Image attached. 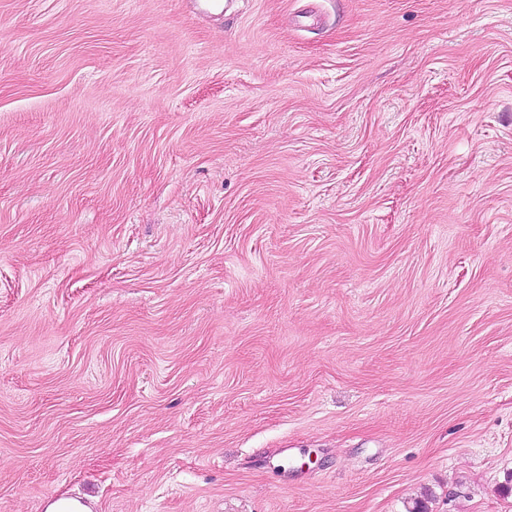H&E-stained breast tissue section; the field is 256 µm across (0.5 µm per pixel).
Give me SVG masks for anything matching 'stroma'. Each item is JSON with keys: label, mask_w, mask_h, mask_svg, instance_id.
<instances>
[{"label": "stroma", "mask_w": 512, "mask_h": 512, "mask_svg": "<svg viewBox=\"0 0 512 512\" xmlns=\"http://www.w3.org/2000/svg\"><path fill=\"white\" fill-rule=\"evenodd\" d=\"M512 512V0H0V512Z\"/></svg>", "instance_id": "obj_1"}]
</instances>
